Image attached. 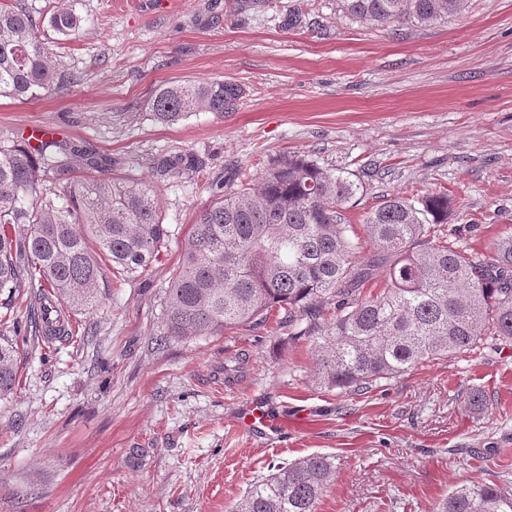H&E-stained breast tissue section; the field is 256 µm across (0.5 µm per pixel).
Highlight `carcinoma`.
<instances>
[{"label": "carcinoma", "instance_id": "carcinoma-1", "mask_svg": "<svg viewBox=\"0 0 512 512\" xmlns=\"http://www.w3.org/2000/svg\"><path fill=\"white\" fill-rule=\"evenodd\" d=\"M467 0H338L352 20L422 26L460 14ZM77 0L46 12L0 0V97L28 102L78 83L54 48L80 36ZM52 32L45 37L40 29ZM241 85L226 80L163 83L150 120L170 125L205 110L237 108ZM97 166L84 146L0 138V306L33 294L16 332L46 335V307L90 310L105 269L131 274L157 259L168 230L155 193L123 179H76ZM191 156L166 160L178 176ZM64 184L59 202L48 184ZM363 185L307 157L283 156L255 180L217 181L184 241L178 275L165 289L160 335L188 340L263 325L284 312L317 356V381L341 393L368 390L440 357L479 348L484 337L512 342V237L492 255L469 253L448 225V196L395 194L368 214L365 239L344 223L342 205ZM22 225L24 234L13 235ZM368 253H363L364 245ZM381 287L367 291L373 282ZM335 316L324 317L327 306ZM15 343L0 339V396L17 383ZM335 475L325 456L278 467L231 512H315ZM438 512H512V490L495 483L454 488Z\"/></svg>", "mask_w": 512, "mask_h": 512}]
</instances>
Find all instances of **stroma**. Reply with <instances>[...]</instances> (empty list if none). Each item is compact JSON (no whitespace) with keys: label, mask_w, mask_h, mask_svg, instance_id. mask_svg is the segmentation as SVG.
<instances>
[{"label":"stroma","mask_w":512,"mask_h":512,"mask_svg":"<svg viewBox=\"0 0 512 512\" xmlns=\"http://www.w3.org/2000/svg\"><path fill=\"white\" fill-rule=\"evenodd\" d=\"M78 0L58 49L82 77L27 103L0 97V136L50 127L156 192L169 235L148 267L110 279L68 334L19 341L0 397V512H229L272 467L322 455L336 473L315 512H433L455 487L512 484V344L485 339L363 392L319 387L309 339L281 314L258 328L161 337L164 291L212 182L259 177L287 153L362 180V226L384 196L444 191L460 244L512 236V0H468L426 26L353 22L336 0ZM231 80L224 115L160 125L154 88ZM193 154L178 177L159 165ZM486 392L478 410L467 390ZM259 400L279 427L238 418Z\"/></svg>","instance_id":"35a3bbf8"}]
</instances>
